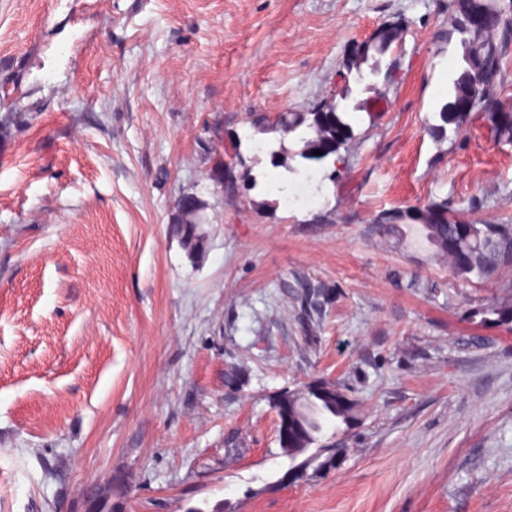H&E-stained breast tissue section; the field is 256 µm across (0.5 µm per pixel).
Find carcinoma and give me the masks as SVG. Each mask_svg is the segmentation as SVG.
Here are the masks:
<instances>
[{"label": "carcinoma", "mask_w": 512, "mask_h": 512, "mask_svg": "<svg viewBox=\"0 0 512 512\" xmlns=\"http://www.w3.org/2000/svg\"><path fill=\"white\" fill-rule=\"evenodd\" d=\"M512 7V0H448V14L452 22L448 30L439 33L437 42L449 43L458 37L462 49L461 65L448 91L447 101L438 112L440 123L428 127L432 137L446 138L447 127L461 131L469 121L471 113L460 110L465 99L478 102L476 111L485 114L495 137L512 143V112L502 111L498 92L503 82L501 58L512 44V17L502 14L505 6ZM466 14L479 15L487 24L474 33L463 21ZM403 38V28L393 25L374 36L368 53L345 64L346 72L341 76L342 85L332 100L336 119L330 120L324 112L306 110L280 113L269 120L259 114L250 121L256 134L277 133L280 140L291 138L301 143L297 156L307 161L320 162L326 155H315L323 150L328 141H336L335 153L354 140L353 114L366 112L375 120L379 113L375 106H388L386 86L393 81V64H388L383 86L375 82L365 83L371 92L366 100L354 105L347 104L352 89L350 81L364 83L362 65L376 56L382 58L396 52ZM206 205L194 211L174 216V233L188 256H195L203 237L199 225L207 223L204 215ZM373 231L386 235L405 225L422 232L433 248L435 255L449 262L454 278L470 285H483L492 281L501 268L512 266V224H475L448 210V201L432 199L422 206H406L377 216ZM296 294L300 306L307 309L306 332L310 333L320 323L325 300L329 293L325 286H315L305 278L296 279ZM466 319L482 327H505L512 331V282L492 302L473 307L467 311ZM326 391L317 394L307 391L299 403L288 401V413L277 408L275 398L270 405L278 416V429H288V441L295 448L309 449L320 442L319 434L324 425L338 419L349 425L356 419L357 404L343 398V390L332 382L324 383Z\"/></svg>", "instance_id": "1"}]
</instances>
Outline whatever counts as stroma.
Masks as SVG:
<instances>
[{
  "mask_svg": "<svg viewBox=\"0 0 512 512\" xmlns=\"http://www.w3.org/2000/svg\"><path fill=\"white\" fill-rule=\"evenodd\" d=\"M443 3L0 0V512H81L107 481L116 512H512V332L464 319L500 280L370 228L434 197L512 224V144L478 114L428 131L461 54ZM399 18L389 108L356 113L340 161L250 140L249 114L322 100ZM236 141L229 198L211 169ZM309 172L317 204L286 205ZM298 276L331 292L310 336ZM324 381L358 417L301 470L269 400ZM206 205L194 211H186L174 216V233L189 257L195 256L199 250L203 237L199 231V224H207V215H204Z\"/></svg>",
  "mask_w": 512,
  "mask_h": 512,
  "instance_id": "35a3bbf8",
  "label": "stroma"
}]
</instances>
